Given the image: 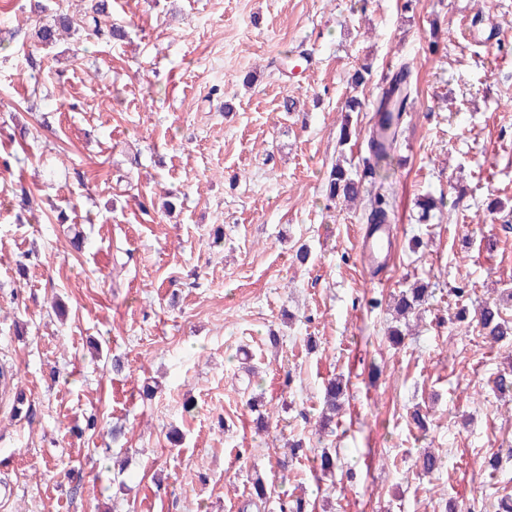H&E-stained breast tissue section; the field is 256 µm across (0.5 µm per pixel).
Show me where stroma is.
I'll list each match as a JSON object with an SVG mask.
<instances>
[{
  "instance_id": "35a3bbf8",
  "label": "stroma",
  "mask_w": 512,
  "mask_h": 512,
  "mask_svg": "<svg viewBox=\"0 0 512 512\" xmlns=\"http://www.w3.org/2000/svg\"><path fill=\"white\" fill-rule=\"evenodd\" d=\"M107 4L127 39L61 40L35 72L36 22L85 4L0 0V512H242L257 474L316 512L512 499V342L486 343L474 317L512 289V0ZM405 64L377 279L363 206L328 202L324 179L340 159L362 173ZM353 95L364 110L344 112ZM416 281L429 295L396 346L389 299ZM325 449L342 467L323 476ZM412 93L411 72L406 65L390 79L377 100L376 112H395L401 120L402 113L407 111ZM394 245L393 230L390 224L371 226L360 235L359 257L367 269L383 268L392 256ZM343 394V384L340 380H330L324 387V397L326 402V413L322 416L320 427L325 429L333 421L336 413L338 400Z\"/></svg>"
}]
</instances>
